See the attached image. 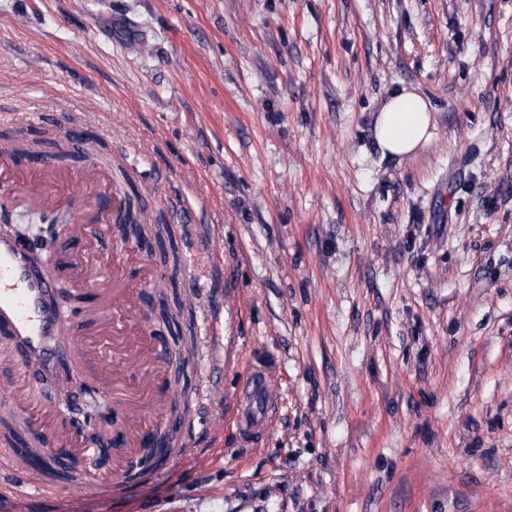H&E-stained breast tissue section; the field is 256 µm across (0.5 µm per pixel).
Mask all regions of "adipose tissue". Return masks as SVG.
I'll list each match as a JSON object with an SVG mask.
<instances>
[{
  "label": "adipose tissue",
  "mask_w": 512,
  "mask_h": 512,
  "mask_svg": "<svg viewBox=\"0 0 512 512\" xmlns=\"http://www.w3.org/2000/svg\"><path fill=\"white\" fill-rule=\"evenodd\" d=\"M430 103L420 94L400 89L389 95L373 123L374 138L383 153L406 157L435 136Z\"/></svg>",
  "instance_id": "obj_1"
}]
</instances>
